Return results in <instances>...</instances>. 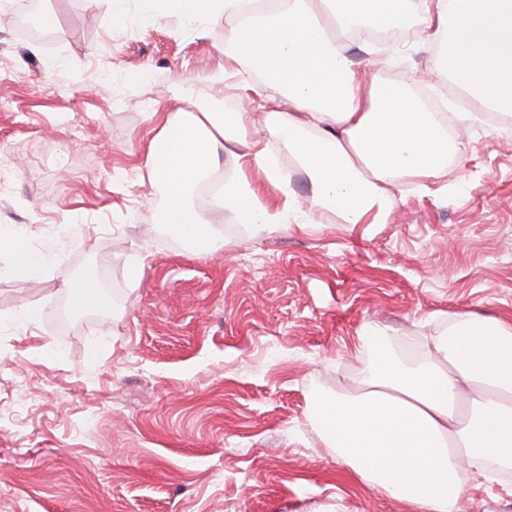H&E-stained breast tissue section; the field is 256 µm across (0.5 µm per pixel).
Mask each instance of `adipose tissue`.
I'll return each instance as SVG.
<instances>
[{
  "label": "adipose tissue",
  "instance_id": "adipose-tissue-1",
  "mask_svg": "<svg viewBox=\"0 0 512 512\" xmlns=\"http://www.w3.org/2000/svg\"><path fill=\"white\" fill-rule=\"evenodd\" d=\"M160 11L200 33L223 20L228 66L261 78V121L202 104L168 117L150 144L146 163L164 193L154 220L200 254L213 225L195 191L218 151L245 144L256 123L287 145L312 190L308 204L290 195L273 212L245 173L225 179L213 207L258 230L314 213L385 223L394 189L423 184L464 154L446 113L427 111L407 88L355 78L351 40L373 54L376 32L422 30L439 46L432 75L486 108L512 110V0H160ZM355 352L351 385L311 392L307 407L361 483L413 512H461L469 479L512 469V319L453 314L417 340L367 323Z\"/></svg>",
  "mask_w": 512,
  "mask_h": 512
}]
</instances>
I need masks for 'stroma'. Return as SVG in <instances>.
I'll list each match as a JSON object with an SVG mask.
<instances>
[{"mask_svg": "<svg viewBox=\"0 0 512 512\" xmlns=\"http://www.w3.org/2000/svg\"><path fill=\"white\" fill-rule=\"evenodd\" d=\"M18 2L0 0V229L48 265L0 276V512H412L352 480L307 396L349 384L366 322L512 317V120L453 121L464 156L403 185L386 223L260 232L227 210L202 255L155 226L146 156L173 113L256 111L223 22L202 37L148 0H124L123 26L113 0H35L58 17L42 41ZM348 53L427 104L449 85L417 86L436 55L420 32L388 63ZM85 270L105 315L70 312ZM464 512H512V471L469 480Z\"/></svg>", "mask_w": 512, "mask_h": 512, "instance_id": "35a3bbf8", "label": "stroma"}]
</instances>
